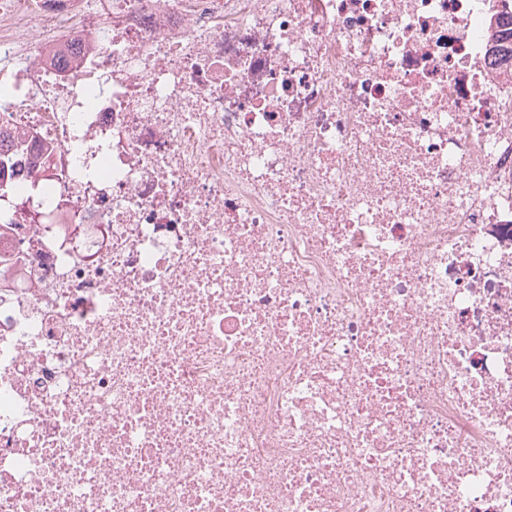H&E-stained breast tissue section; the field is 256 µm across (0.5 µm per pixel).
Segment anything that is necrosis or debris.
Returning <instances> with one entry per match:
<instances>
[{
	"mask_svg": "<svg viewBox=\"0 0 512 512\" xmlns=\"http://www.w3.org/2000/svg\"><path fill=\"white\" fill-rule=\"evenodd\" d=\"M0 512H512V0H0Z\"/></svg>",
	"mask_w": 512,
	"mask_h": 512,
	"instance_id": "obj_1",
	"label": "necrosis or debris"
}]
</instances>
